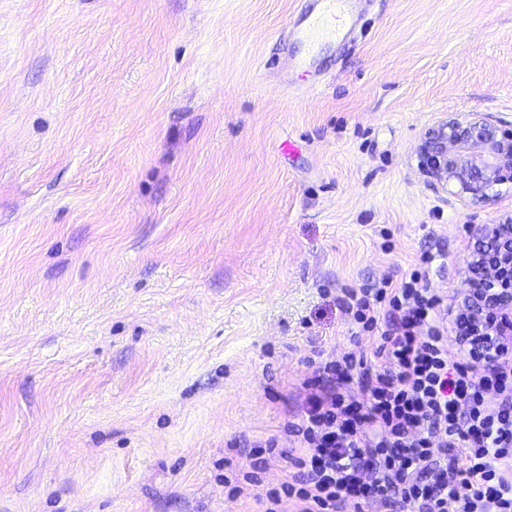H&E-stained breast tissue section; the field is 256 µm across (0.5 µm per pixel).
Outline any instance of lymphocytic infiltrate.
Returning a JSON list of instances; mask_svg holds the SVG:
<instances>
[{
	"label": "lymphocytic infiltrate",
	"mask_w": 512,
	"mask_h": 512,
	"mask_svg": "<svg viewBox=\"0 0 512 512\" xmlns=\"http://www.w3.org/2000/svg\"><path fill=\"white\" fill-rule=\"evenodd\" d=\"M343 307L370 347L325 362V383L291 429L297 453L264 512H339L376 497L403 512H512V344L427 288L347 289Z\"/></svg>",
	"instance_id": "lymphocytic-infiltrate-1"
}]
</instances>
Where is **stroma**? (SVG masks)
<instances>
[{
    "label": "stroma",
    "instance_id": "obj_1",
    "mask_svg": "<svg viewBox=\"0 0 512 512\" xmlns=\"http://www.w3.org/2000/svg\"><path fill=\"white\" fill-rule=\"evenodd\" d=\"M307 3L0 0V512H262L308 380L373 342L346 289L427 253L461 305L512 188L461 203L415 152L512 122V0H372L314 53Z\"/></svg>",
    "mask_w": 512,
    "mask_h": 512
}]
</instances>
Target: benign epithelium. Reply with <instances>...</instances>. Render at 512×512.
Listing matches in <instances>:
<instances>
[{
  "instance_id": "benign-epithelium-1",
  "label": "benign epithelium",
  "mask_w": 512,
  "mask_h": 512,
  "mask_svg": "<svg viewBox=\"0 0 512 512\" xmlns=\"http://www.w3.org/2000/svg\"><path fill=\"white\" fill-rule=\"evenodd\" d=\"M416 168L435 192H450L463 202L493 206L496 188L512 184V124L473 112H450L420 136ZM489 240L488 263L496 273L478 276L480 263L468 262L466 300L481 299L478 321L497 325L499 336L512 335V214L476 229Z\"/></svg>"
}]
</instances>
